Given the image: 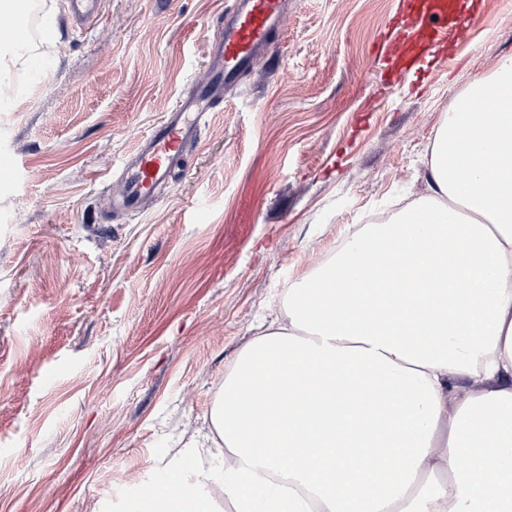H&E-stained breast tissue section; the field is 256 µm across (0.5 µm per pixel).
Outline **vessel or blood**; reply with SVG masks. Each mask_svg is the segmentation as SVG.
<instances>
[{"label": "vessel or blood", "mask_w": 512, "mask_h": 512, "mask_svg": "<svg viewBox=\"0 0 512 512\" xmlns=\"http://www.w3.org/2000/svg\"><path fill=\"white\" fill-rule=\"evenodd\" d=\"M30 0H13L11 22L0 28V37L24 36L30 15ZM288 0H238L235 12L222 21V32L213 46L211 82L181 98L176 107L143 136L124 165L120 188L112 195L115 210L131 212L157 198L172 181L174 159L198 141L201 128L226 86L236 83L260 58L287 12ZM481 20L478 5L463 7L460 0H406L392 25L396 38L384 47L383 64L389 78L396 79L426 53L446 61L449 35H463Z\"/></svg>", "instance_id": "1"}]
</instances>
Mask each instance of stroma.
<instances>
[{
    "label": "stroma",
    "mask_w": 512,
    "mask_h": 512,
    "mask_svg": "<svg viewBox=\"0 0 512 512\" xmlns=\"http://www.w3.org/2000/svg\"><path fill=\"white\" fill-rule=\"evenodd\" d=\"M17 51L52 59L0 100V512H124L156 466L215 438L240 350L285 320L289 288L372 215L428 191L453 97L512 55V13L448 66L382 86L375 44L400 0H288L176 181L112 209L125 158L206 77L235 0H34Z\"/></svg>",
    "instance_id": "obj_1"
}]
</instances>
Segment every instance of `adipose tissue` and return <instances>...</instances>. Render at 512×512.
I'll return each mask as SVG.
<instances>
[{
  "label": "adipose tissue",
  "mask_w": 512,
  "mask_h": 512,
  "mask_svg": "<svg viewBox=\"0 0 512 512\" xmlns=\"http://www.w3.org/2000/svg\"><path fill=\"white\" fill-rule=\"evenodd\" d=\"M430 192L289 289L198 445L126 512H512V57L443 113ZM474 387L458 394L455 377Z\"/></svg>",
  "instance_id": "1"
}]
</instances>
